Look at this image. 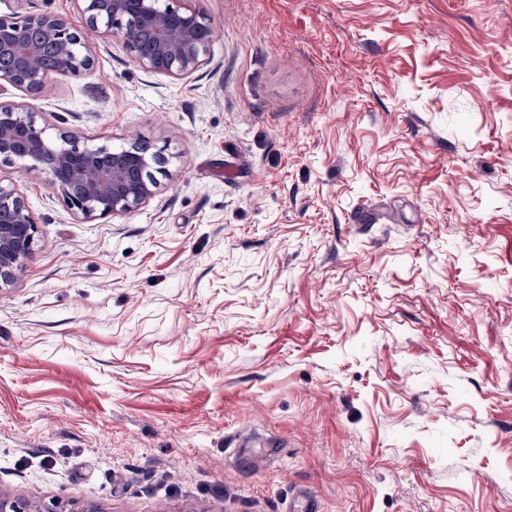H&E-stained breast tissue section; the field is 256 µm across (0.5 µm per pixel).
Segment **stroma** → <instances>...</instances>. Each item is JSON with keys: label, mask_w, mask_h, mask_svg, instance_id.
Wrapping results in <instances>:
<instances>
[{"label": "stroma", "mask_w": 512, "mask_h": 512, "mask_svg": "<svg viewBox=\"0 0 512 512\" xmlns=\"http://www.w3.org/2000/svg\"><path fill=\"white\" fill-rule=\"evenodd\" d=\"M201 67L94 65L0 102L161 148L0 290V497L60 512H512V0H189Z\"/></svg>", "instance_id": "stroma-1"}]
</instances>
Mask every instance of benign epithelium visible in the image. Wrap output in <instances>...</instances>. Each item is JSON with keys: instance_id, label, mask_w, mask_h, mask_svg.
<instances>
[{"instance_id": "7a95c632", "label": "benign epithelium", "mask_w": 512, "mask_h": 512, "mask_svg": "<svg viewBox=\"0 0 512 512\" xmlns=\"http://www.w3.org/2000/svg\"><path fill=\"white\" fill-rule=\"evenodd\" d=\"M88 23L122 39L126 51L143 69L171 76H188L204 61L216 31L204 15L158 0H139L133 18L128 0H81ZM153 36L149 50L141 48L140 33ZM49 55L56 74H79L91 68L93 58L83 50L79 32L52 13L0 17V56L12 60L0 69V91L7 83L38 94L51 72L40 61ZM0 158L26 162L25 171L45 175L65 207L86 222L130 212L146 203L157 185L154 166L161 153L142 150L140 138L114 149L91 144L81 136L51 138L38 122V111L23 104H0ZM37 225L23 195L13 185L0 184V288L21 276L34 244ZM0 512H56L34 509L16 499L0 498Z\"/></svg>"}]
</instances>
